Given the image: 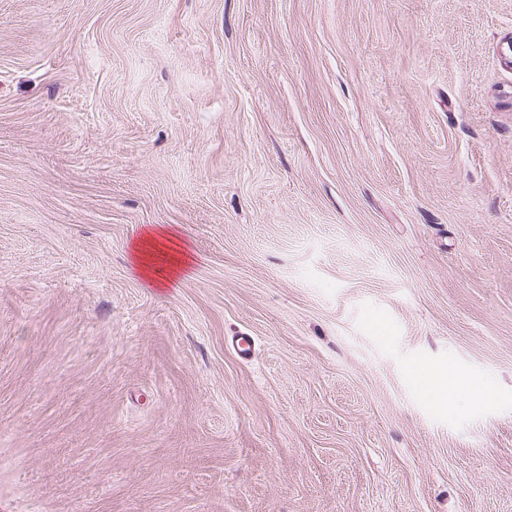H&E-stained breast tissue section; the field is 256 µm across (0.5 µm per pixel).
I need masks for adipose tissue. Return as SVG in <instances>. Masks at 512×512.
<instances>
[{
  "mask_svg": "<svg viewBox=\"0 0 512 512\" xmlns=\"http://www.w3.org/2000/svg\"><path fill=\"white\" fill-rule=\"evenodd\" d=\"M412 374L431 403L451 412L458 410L462 397L484 402L492 396L481 381L453 367L420 364L413 368Z\"/></svg>",
  "mask_w": 512,
  "mask_h": 512,
  "instance_id": "obj_1",
  "label": "adipose tissue"
}]
</instances>
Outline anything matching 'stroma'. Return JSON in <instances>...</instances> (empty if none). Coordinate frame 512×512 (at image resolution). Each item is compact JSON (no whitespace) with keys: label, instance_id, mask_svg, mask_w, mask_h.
Listing matches in <instances>:
<instances>
[{"label":"stroma","instance_id":"35a3bbf8","mask_svg":"<svg viewBox=\"0 0 512 512\" xmlns=\"http://www.w3.org/2000/svg\"><path fill=\"white\" fill-rule=\"evenodd\" d=\"M0 512H512V0H0ZM180 241L181 240L177 234L170 229L159 227L157 229L147 231L144 237L133 247V257L140 274L151 283L161 282L156 278V276H159V271L153 269L149 262L150 250L152 248H157L158 246L172 249L179 252L183 256V258L178 261L179 264L181 263L180 266L172 270V273L169 275L170 278H173V275L178 273V269H184L188 265V254L186 249L180 244ZM167 243L172 244L178 248H182L183 251L176 249ZM412 374L430 402L447 408L448 413L458 410L464 396L483 402L492 396V391L481 381L453 367L419 364L413 368Z\"/></svg>","mask_w":512,"mask_h":512}]
</instances>
